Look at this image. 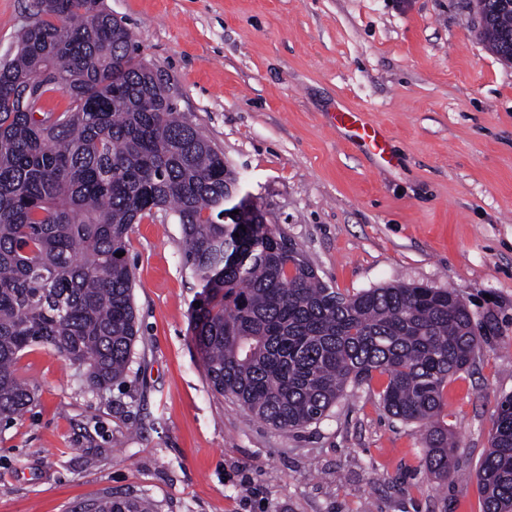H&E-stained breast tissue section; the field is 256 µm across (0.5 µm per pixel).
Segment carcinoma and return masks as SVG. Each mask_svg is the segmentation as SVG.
Segmentation results:
<instances>
[{"instance_id": "1", "label": "carcinoma", "mask_w": 512, "mask_h": 512, "mask_svg": "<svg viewBox=\"0 0 512 512\" xmlns=\"http://www.w3.org/2000/svg\"><path fill=\"white\" fill-rule=\"evenodd\" d=\"M488 0L483 38L512 56V9ZM16 55L0 63V420L31 402L15 366L33 344L56 350L96 390L129 370L137 339L131 224L172 211L198 278L191 341L215 392L274 429L320 421L349 382L387 377L385 411L430 423L426 468L455 473L440 423L443 391L483 337L451 289L388 285L343 294L275 232L238 174L136 61L130 29L101 0H35ZM61 92L62 112L23 111ZM239 211V219L224 213ZM244 229H239V226ZM476 482L482 512H512V395L497 407ZM75 512H155L101 498Z\"/></svg>"}]
</instances>
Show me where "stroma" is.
<instances>
[{"label":"stroma","mask_w":512,"mask_h":512,"mask_svg":"<svg viewBox=\"0 0 512 512\" xmlns=\"http://www.w3.org/2000/svg\"><path fill=\"white\" fill-rule=\"evenodd\" d=\"M31 3L0 0V63ZM103 4L323 282L461 293L484 337L444 390L465 476L427 470L425 428L384 410L380 374L288 432L215 393L191 342L181 226L158 211L127 238L140 332L124 382L95 391L53 348L22 351L34 399L0 423V512L104 496L156 512H482L474 475L512 395V63L482 40L473 0ZM342 105L386 130L392 163L331 128Z\"/></svg>","instance_id":"1"}]
</instances>
